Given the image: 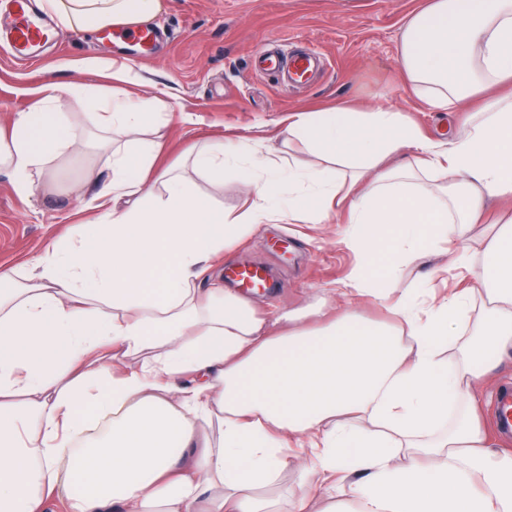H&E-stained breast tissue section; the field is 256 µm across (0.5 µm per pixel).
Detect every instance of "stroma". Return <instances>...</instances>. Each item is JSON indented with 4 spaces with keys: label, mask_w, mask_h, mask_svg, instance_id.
<instances>
[{
    "label": "stroma",
    "mask_w": 512,
    "mask_h": 512,
    "mask_svg": "<svg viewBox=\"0 0 512 512\" xmlns=\"http://www.w3.org/2000/svg\"><path fill=\"white\" fill-rule=\"evenodd\" d=\"M429 0H166L155 23L169 41L152 57L132 58L123 44L100 34L65 35L39 48L36 61L13 59L1 42L12 27L10 0H0V124L27 109L31 90L52 83L84 81L80 61L91 57L133 59L141 77L137 94L166 91L167 135L157 169L176 164L182 151L203 139L239 140L281 149L288 117L343 100L359 108L408 114L430 139L448 132L447 113L430 108L405 77L398 45L406 18ZM292 49L315 48L322 70L305 83L282 86L255 71V55L272 40ZM195 186L225 213L239 212L248 190L235 176L223 187L199 178ZM90 190L36 194L22 200L0 174V265L32 259L85 219ZM344 214L324 224L286 219L263 225L238 245L225 267L241 263L265 270L274 289L251 299L261 314L275 317L321 302L354 306L360 316L381 310L347 288L357 262L344 238Z\"/></svg>",
    "instance_id": "stroma-1"
}]
</instances>
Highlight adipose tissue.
<instances>
[{
    "label": "adipose tissue",
    "mask_w": 512,
    "mask_h": 512,
    "mask_svg": "<svg viewBox=\"0 0 512 512\" xmlns=\"http://www.w3.org/2000/svg\"><path fill=\"white\" fill-rule=\"evenodd\" d=\"M70 33L153 20L162 0H40ZM400 63L419 98L446 112L476 98L447 138L409 116L344 102L299 112L288 139L312 163L230 140L189 146L190 171L145 190L168 120L123 59L89 58L110 90L33 92L0 125V172L19 197L59 189L61 161L84 154L97 223L18 267H0V512H267L257 497L307 448L310 490L330 512H512V452L494 448L476 390L512 355V224L469 250L487 201L512 204V0H432L409 17ZM90 111L56 109L60 93ZM414 159L404 162L403 152ZM234 167L248 201L234 216L196 194ZM107 181H100V174ZM346 213L350 287L394 323L323 308L268 320L225 287L221 257L263 224L300 212ZM443 245L472 278L436 295L391 288ZM218 419L220 434L206 427Z\"/></svg>",
    "instance_id": "1"
}]
</instances>
